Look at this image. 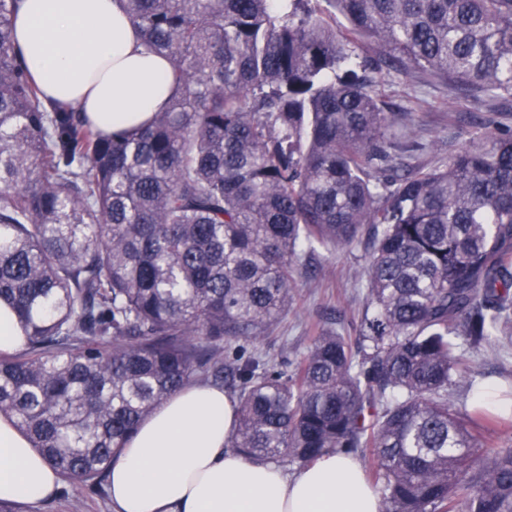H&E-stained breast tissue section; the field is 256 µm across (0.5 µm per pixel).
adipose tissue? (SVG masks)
<instances>
[{"mask_svg": "<svg viewBox=\"0 0 512 512\" xmlns=\"http://www.w3.org/2000/svg\"><path fill=\"white\" fill-rule=\"evenodd\" d=\"M17 44L46 97L80 106L106 132L164 111L169 63L141 45L117 0H22ZM233 402L195 382L164 402L126 442L108 477L112 512H379L358 460L330 453L296 473L229 446ZM61 475L0 419V501L54 497Z\"/></svg>", "mask_w": 512, "mask_h": 512, "instance_id": "obj_1", "label": "adipose tissue"}]
</instances>
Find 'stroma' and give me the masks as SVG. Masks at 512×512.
I'll return each instance as SVG.
<instances>
[{
  "mask_svg": "<svg viewBox=\"0 0 512 512\" xmlns=\"http://www.w3.org/2000/svg\"><path fill=\"white\" fill-rule=\"evenodd\" d=\"M382 93L392 112L406 114L413 131L429 144L428 157L447 163L477 131L486 109L466 93L451 90L446 82L425 78L410 66L383 70ZM308 261L317 266L316 278L301 275L289 312L273 322L265 337L225 344L226 356L242 354L266 360L296 361L306 354L318 329L344 335L359 334L366 305L359 276L366 264L363 245L328 250L316 248ZM12 512H110L106 488H90L75 480L63 483L59 497L35 504H16Z\"/></svg>",
  "mask_w": 512,
  "mask_h": 512,
  "instance_id": "1",
  "label": "stroma"
}]
</instances>
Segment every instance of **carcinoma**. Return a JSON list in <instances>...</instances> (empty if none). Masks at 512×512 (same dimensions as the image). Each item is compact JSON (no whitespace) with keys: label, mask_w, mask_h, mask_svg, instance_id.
Returning a JSON list of instances; mask_svg holds the SVG:
<instances>
[{"label":"carcinoma","mask_w":512,"mask_h":512,"mask_svg":"<svg viewBox=\"0 0 512 512\" xmlns=\"http://www.w3.org/2000/svg\"><path fill=\"white\" fill-rule=\"evenodd\" d=\"M0 0V416L65 479L95 488L137 427L224 342L288 311L294 266L364 242L356 344L333 330L238 378L229 447L306 466L370 449L380 512H512V418L450 396L469 353L512 347V130L483 124L443 168L372 90L410 64L512 96V0H121L165 56L168 107L104 133L51 103ZM349 27L336 32V13ZM385 51L350 65L352 35ZM23 336L16 325L13 311L0 304V352H13L22 347Z\"/></svg>","instance_id":"carcinoma-1"}]
</instances>
